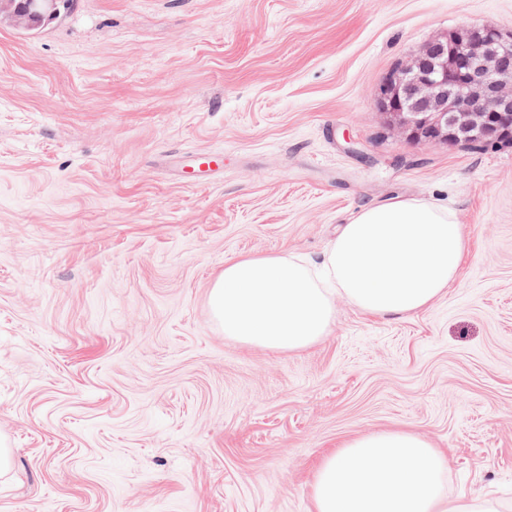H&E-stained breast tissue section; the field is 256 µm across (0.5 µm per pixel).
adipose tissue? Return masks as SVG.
<instances>
[{"label": "adipose tissue", "mask_w": 512, "mask_h": 512, "mask_svg": "<svg viewBox=\"0 0 512 512\" xmlns=\"http://www.w3.org/2000/svg\"><path fill=\"white\" fill-rule=\"evenodd\" d=\"M466 249L453 211L398 198L354 213L318 269L294 255L225 261L208 304L225 337L294 351L328 335L336 294L376 316L428 308L456 280ZM446 468L445 455L416 432H370L322 461L312 512H497L482 497H448Z\"/></svg>", "instance_id": "adipose-tissue-1"}]
</instances>
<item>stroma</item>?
<instances>
[{"label":"stroma","instance_id":"35a3bbf8","mask_svg":"<svg viewBox=\"0 0 512 512\" xmlns=\"http://www.w3.org/2000/svg\"><path fill=\"white\" fill-rule=\"evenodd\" d=\"M512 0H75L0 21V512H310L344 440L408 429L512 512V144L399 136L378 89ZM224 172L190 184L200 151ZM456 212L428 309L335 296L295 352L224 336L225 259H319L363 205ZM58 17L56 0H26L15 7L5 3L0 8V20L6 18L12 26L22 31L40 28Z\"/></svg>","mask_w":512,"mask_h":512}]
</instances>
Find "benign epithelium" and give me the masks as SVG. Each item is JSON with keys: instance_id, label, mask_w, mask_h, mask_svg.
Instances as JSON below:
<instances>
[{"instance_id": "benign-epithelium-1", "label": "benign epithelium", "mask_w": 512, "mask_h": 512, "mask_svg": "<svg viewBox=\"0 0 512 512\" xmlns=\"http://www.w3.org/2000/svg\"><path fill=\"white\" fill-rule=\"evenodd\" d=\"M58 17L56 0L0 7V20L22 31ZM377 104L392 130L418 143L512 140V31L464 24L433 38L385 77Z\"/></svg>"}]
</instances>
